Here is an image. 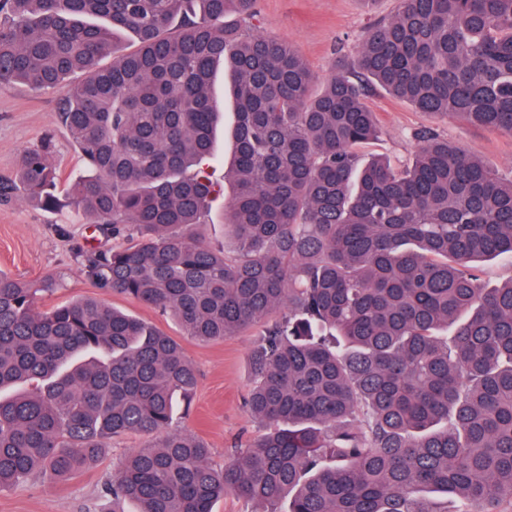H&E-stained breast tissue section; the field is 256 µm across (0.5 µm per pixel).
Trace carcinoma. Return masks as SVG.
Wrapping results in <instances>:
<instances>
[{
    "label": "carcinoma",
    "instance_id": "obj_1",
    "mask_svg": "<svg viewBox=\"0 0 512 512\" xmlns=\"http://www.w3.org/2000/svg\"><path fill=\"white\" fill-rule=\"evenodd\" d=\"M256 18V0H0V84L63 93L86 164L70 203L136 232L85 256L88 276L197 341L264 324L245 405L265 427L213 467L174 428L198 385L176 339L94 298L41 309L53 275L0 271V488L71 478L136 434L101 489L112 512H212L228 493L288 512H512V278L479 275L512 258V179L429 130L402 171L358 154L379 133L373 81L512 134V0H400L316 92ZM220 64L231 258L197 231L225 198ZM57 181L49 144L28 149L0 202L57 208ZM512 275V260L509 258H498L485 262L482 265L481 280L486 286H495Z\"/></svg>",
    "mask_w": 512,
    "mask_h": 512
}]
</instances>
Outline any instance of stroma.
<instances>
[{"instance_id": "35a3bbf8", "label": "stroma", "mask_w": 512, "mask_h": 512, "mask_svg": "<svg viewBox=\"0 0 512 512\" xmlns=\"http://www.w3.org/2000/svg\"><path fill=\"white\" fill-rule=\"evenodd\" d=\"M399 5V0H258L257 24L260 33L295 47L322 81L337 58L354 56L369 25L390 17ZM365 101L377 117L380 134L360 148L362 160L379 156L396 169L406 168L415 157L417 133L429 129L473 152L502 177L512 178V134L480 130L456 117L418 111L376 85L369 86ZM60 107L59 92L34 90L21 83L0 85V178L14 173L25 150L47 141L57 168L58 189L67 190L83 162L57 120ZM115 244V239L90 227L71 206L42 209L20 201L0 203L1 272L27 280L56 275L61 282L59 300L92 297L151 322L179 340L199 374L190 414L179 425L201 439L210 450V464L221 467L234 444L247 443L263 432L244 404L251 385L248 354L263 327L256 324L224 340L202 343L184 336L171 316L97 288L86 273L83 256L88 250ZM141 444L139 436L126 435L113 440L95 466L69 480L36 477L0 489V512H110L111 501L98 495L101 485Z\"/></svg>"}]
</instances>
